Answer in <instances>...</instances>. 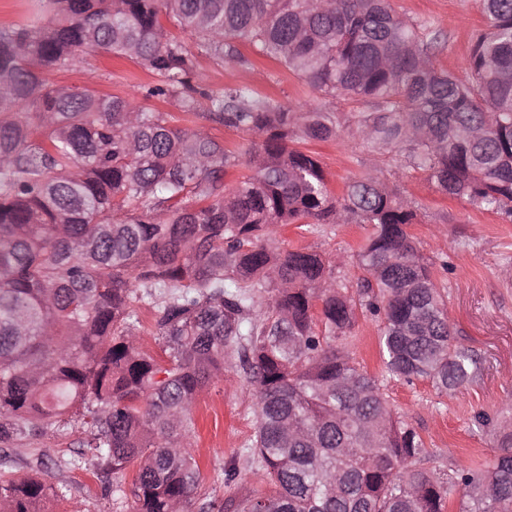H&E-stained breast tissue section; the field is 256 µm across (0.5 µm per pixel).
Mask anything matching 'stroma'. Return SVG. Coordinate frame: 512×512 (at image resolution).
<instances>
[{"mask_svg":"<svg viewBox=\"0 0 512 512\" xmlns=\"http://www.w3.org/2000/svg\"><path fill=\"white\" fill-rule=\"evenodd\" d=\"M391 4L407 21L439 32L441 42L433 52L438 67L461 78L468 76L475 36L486 25L479 0H391ZM240 50L249 57V65H229L212 55L197 54V80L214 92L237 87L296 110L318 108L346 118L358 111V104L316 91L304 78L256 57L251 46L241 45ZM47 78L98 95L117 96L133 107L168 113L180 126L209 131L240 153L236 165L227 170V185L250 172L246 152L250 135L207 121V100H200L195 112L188 113L174 100L146 97V88L158 84L159 78L135 60L90 52L68 68L48 73ZM304 149L319 158L334 192L376 169L392 189L414 201L417 217L408 232L433 264L456 338L480 356L482 370L476 382L448 393H439L423 380L409 384L390 379L383 390L395 412L421 436L427 450L426 469H474L492 461L497 448L488 426L512 406V217L478 207L464 197L442 194L423 171L409 165L398 148H372L345 134L307 142ZM365 234L360 224L298 221L274 227L272 243L286 250L307 248L332 258L343 256L334 277L337 287L352 294L362 275L353 255ZM356 316L351 334L336 344L370 375L379 376L381 321L361 310ZM192 418V454L204 477L202 494L227 501L264 491L247 461L255 416L254 399L242 372H225L223 380L205 388ZM85 438L80 426L68 425L23 448L0 447V474L15 479L42 474L57 491L47 502L46 512H131L132 500L124 492L131 486L133 469L104 478L88 456L80 466H70V458ZM231 467L238 476L229 482L225 472Z\"/></svg>","mask_w":512,"mask_h":512,"instance_id":"1","label":"stroma"}]
</instances>
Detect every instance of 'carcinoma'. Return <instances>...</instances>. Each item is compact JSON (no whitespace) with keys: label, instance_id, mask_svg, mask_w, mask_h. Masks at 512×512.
<instances>
[{"label":"carcinoma","instance_id":"obj_1","mask_svg":"<svg viewBox=\"0 0 512 512\" xmlns=\"http://www.w3.org/2000/svg\"><path fill=\"white\" fill-rule=\"evenodd\" d=\"M480 4L466 79L435 66L427 28L389 0H39L46 15L0 29V447L79 421L99 473L138 463L132 512H188L193 407L237 366L255 397L247 454L270 490L234 512H512V420L493 425L491 466L429 471L378 380L332 345L360 307L382 320L387 376L448 392L481 374L406 231L411 201L376 170L337 197L298 147L345 133L400 147L439 192L512 217V0ZM166 20L226 63L249 64L247 42L366 110L211 92ZM86 52L156 73L148 98L185 112L209 100V121L255 136L253 173L229 187L236 154L207 131L45 79ZM300 219L368 226L357 297L320 253L272 247V229ZM141 303L163 359L140 350ZM52 489L0 477V512H42Z\"/></svg>","mask_w":512,"mask_h":512}]
</instances>
